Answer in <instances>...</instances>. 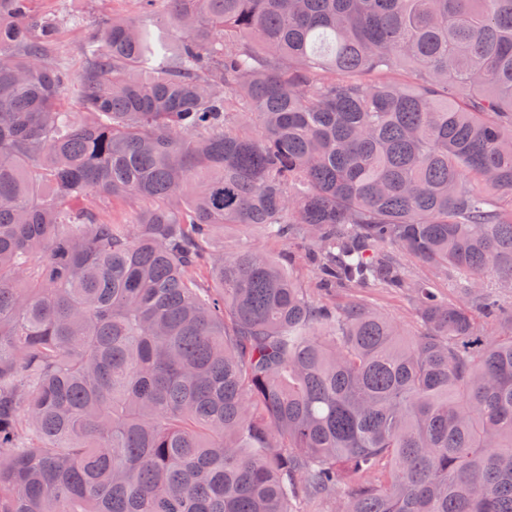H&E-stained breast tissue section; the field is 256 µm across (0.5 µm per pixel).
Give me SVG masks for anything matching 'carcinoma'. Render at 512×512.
<instances>
[{
  "mask_svg": "<svg viewBox=\"0 0 512 512\" xmlns=\"http://www.w3.org/2000/svg\"><path fill=\"white\" fill-rule=\"evenodd\" d=\"M139 10L74 72L0 0V512H512V0ZM224 224L419 331L209 250ZM86 203L90 209H92L96 213H99L100 218L103 220H108L111 214L112 218H122L126 220H131V218L134 215L135 209H138L140 206L141 208L145 206L144 204L117 203L113 207H111V209L110 206L112 205L108 204L106 200L98 196H90ZM355 296L372 303L373 307L387 314L398 322L409 334L418 329L417 310L408 296L396 288H348L337 289L336 295L326 300L327 303L340 306Z\"/></svg>",
  "mask_w": 512,
  "mask_h": 512,
  "instance_id": "obj_1",
  "label": "carcinoma"
}]
</instances>
